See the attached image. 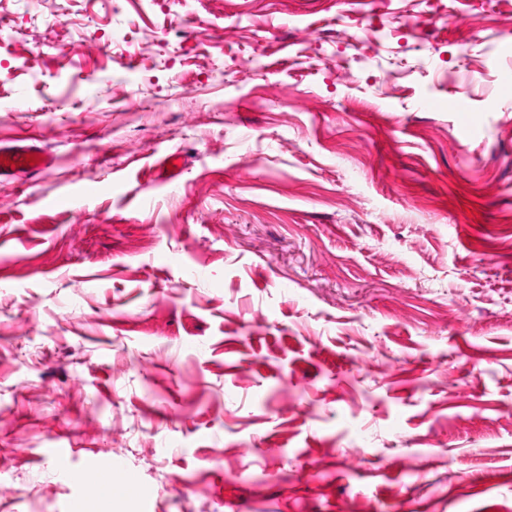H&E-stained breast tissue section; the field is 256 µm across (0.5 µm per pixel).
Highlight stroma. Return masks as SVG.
<instances>
[{"mask_svg":"<svg viewBox=\"0 0 512 512\" xmlns=\"http://www.w3.org/2000/svg\"><path fill=\"white\" fill-rule=\"evenodd\" d=\"M14 139L0 512H512V0H0ZM34 161L29 163L27 158ZM47 165L43 154L31 145L0 144V176L13 177L19 174H35ZM86 482L94 488L108 491L111 495L113 492L122 495L142 494L136 477L124 472L116 464L98 466L91 469L87 473Z\"/></svg>","mask_w":512,"mask_h":512,"instance_id":"obj_1","label":"stroma"}]
</instances>
